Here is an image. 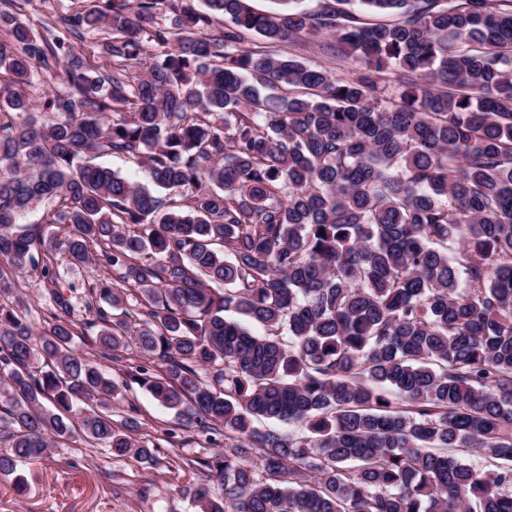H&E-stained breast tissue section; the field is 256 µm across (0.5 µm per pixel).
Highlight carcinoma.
Here are the masks:
<instances>
[{"mask_svg": "<svg viewBox=\"0 0 512 512\" xmlns=\"http://www.w3.org/2000/svg\"><path fill=\"white\" fill-rule=\"evenodd\" d=\"M30 2L0 0V479L70 439L153 463L136 384L224 444L200 512H512V0H90L43 33ZM101 165L118 172L120 175L139 184L147 185L150 183L149 171L143 165L115 156H103L96 160ZM39 281H41V277H39V271H33L25 274L18 283L21 291L24 292L26 302L30 305L31 308L30 320L32 321L34 327H37L38 329L45 325V320H49L47 314L48 310L46 306L42 304V301L38 298V291L40 288H38L39 286L35 287V282Z\"/></svg>", "mask_w": 512, "mask_h": 512, "instance_id": "carcinoma-1", "label": "carcinoma"}]
</instances>
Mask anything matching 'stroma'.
Segmentation results:
<instances>
[{"label": "stroma", "instance_id": "35a3bbf8", "mask_svg": "<svg viewBox=\"0 0 512 512\" xmlns=\"http://www.w3.org/2000/svg\"><path fill=\"white\" fill-rule=\"evenodd\" d=\"M128 401L138 410L139 439L157 444L153 464L113 457L98 444L61 443L23 466L24 492L0 480V512H196L188 492L205 475L192 462L209 456L210 447L195 443L193 430L140 388ZM164 429L172 438L161 439Z\"/></svg>", "mask_w": 512, "mask_h": 512}]
</instances>
